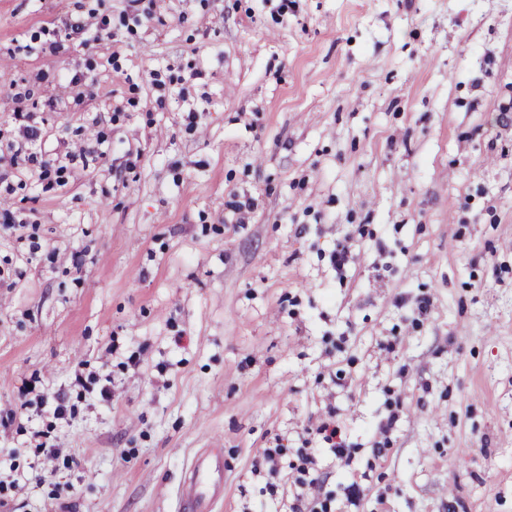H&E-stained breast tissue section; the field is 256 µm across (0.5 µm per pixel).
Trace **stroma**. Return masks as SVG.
I'll use <instances>...</instances> for the list:
<instances>
[{
    "instance_id": "stroma-1",
    "label": "stroma",
    "mask_w": 512,
    "mask_h": 512,
    "mask_svg": "<svg viewBox=\"0 0 512 512\" xmlns=\"http://www.w3.org/2000/svg\"><path fill=\"white\" fill-rule=\"evenodd\" d=\"M330 414L307 507L512 512V0H0V512H291ZM312 432L320 437L323 443L330 445L336 456L347 459L351 457L353 448H346L341 427L332 416L321 420ZM223 462V449L203 448L200 451L184 477L179 501L182 512H207L211 499L223 494L221 484L211 486L213 476L221 470ZM301 464L297 468V472L301 475L292 481V485L295 488L294 498L297 502H301L304 500V496L306 494V490H309L318 484V477H311L310 470H313L314 460L312 457L307 454L302 455L300 457ZM309 476V478L302 477Z\"/></svg>"
}]
</instances>
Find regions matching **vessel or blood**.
I'll use <instances>...</instances> for the list:
<instances>
[{
  "instance_id": "1",
  "label": "vessel or blood",
  "mask_w": 512,
  "mask_h": 512,
  "mask_svg": "<svg viewBox=\"0 0 512 512\" xmlns=\"http://www.w3.org/2000/svg\"><path fill=\"white\" fill-rule=\"evenodd\" d=\"M223 462V449L205 448L200 451L184 477L179 501L181 512H208L211 499L224 492L223 486L213 481Z\"/></svg>"
}]
</instances>
